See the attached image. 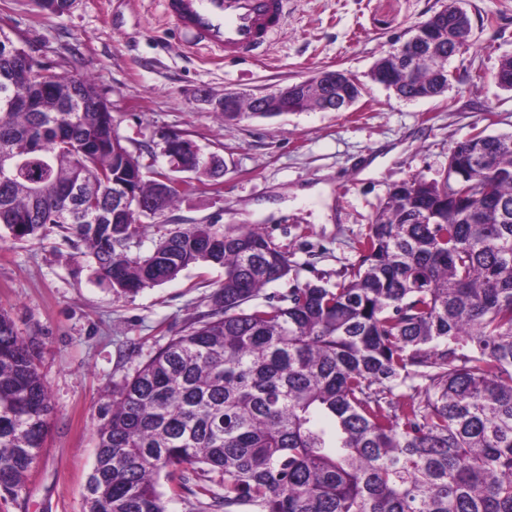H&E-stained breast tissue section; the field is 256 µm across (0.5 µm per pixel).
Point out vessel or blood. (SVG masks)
Returning <instances> with one entry per match:
<instances>
[{"instance_id":"vessel-or-blood-1","label":"vessel or blood","mask_w":512,"mask_h":512,"mask_svg":"<svg viewBox=\"0 0 512 512\" xmlns=\"http://www.w3.org/2000/svg\"><path fill=\"white\" fill-rule=\"evenodd\" d=\"M176 33L223 57L257 58L282 27L288 0H164Z\"/></svg>"}]
</instances>
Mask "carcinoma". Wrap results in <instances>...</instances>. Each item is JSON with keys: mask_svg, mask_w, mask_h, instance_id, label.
I'll list each match as a JSON object with an SVG mask.
<instances>
[{"mask_svg": "<svg viewBox=\"0 0 512 512\" xmlns=\"http://www.w3.org/2000/svg\"><path fill=\"white\" fill-rule=\"evenodd\" d=\"M448 0L421 20L425 52L377 59L375 75L402 99L442 95L448 62L469 45L471 21ZM44 91L24 57L0 53V73L44 111H0V152L25 162L0 180V228L19 241L55 227L85 246L93 273L123 296L174 280L191 266L219 264L213 312L187 325L112 391L96 430L87 512H170L160 479L189 490L190 476L222 474V492L191 491L208 508L236 512H512V135L481 130L455 144L492 157L506 178L480 165L456 195L490 199L473 212L448 197V181L389 194L358 241L351 273L326 288L307 283L251 304L291 271L288 255L249 227L191 224L165 233L151 253L131 256L142 219L184 192L163 189L156 159L136 162L87 76L41 64ZM351 74L300 87L304 112L361 96ZM237 97L226 121L272 118ZM184 166L215 177L222 162L186 150ZM127 185L148 212L112 215V187ZM93 222L61 220L75 187ZM423 390L397 405L396 392ZM50 395L36 346L0 313V491L18 495L43 448Z\"/></svg>", "mask_w": 512, "mask_h": 512, "instance_id": "carcinoma-1", "label": "carcinoma"}]
</instances>
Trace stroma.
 Instances as JSON below:
<instances>
[{"mask_svg":"<svg viewBox=\"0 0 512 512\" xmlns=\"http://www.w3.org/2000/svg\"><path fill=\"white\" fill-rule=\"evenodd\" d=\"M444 2L288 0L286 21L264 56L229 61L171 31L163 0H76L61 15L37 0H0V17L36 60L92 78L133 153H152L167 167L164 148L177 136L223 159V177L199 181L149 221L131 255L150 253L179 226H255L293 266L263 290L269 298L308 282L334 286L357 263V243L394 185L442 179L449 148L477 130L512 133V92L494 79L501 59L512 56V0H465L471 41L450 61L444 95L405 101L371 81L390 41ZM322 69L355 75L365 87L360 100L341 112L241 122L215 113L226 92L257 94ZM378 156L380 168L364 175ZM223 278L222 267H192L119 297L57 233L40 242L0 236V311L37 344L52 404L42 453L19 496L0 498V512H85L101 407L212 310Z\"/></svg>","mask_w":512,"mask_h":512,"instance_id":"1","label":"stroma"}]
</instances>
